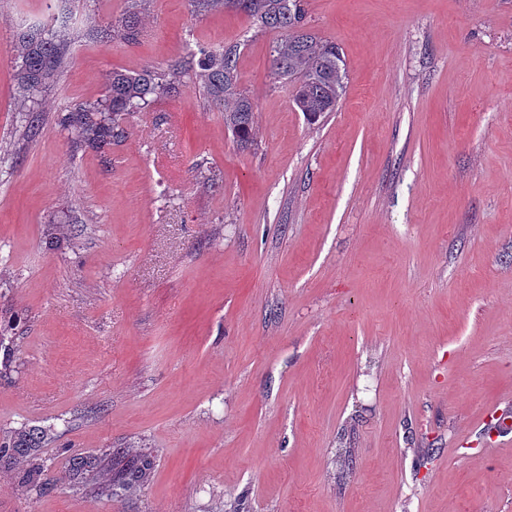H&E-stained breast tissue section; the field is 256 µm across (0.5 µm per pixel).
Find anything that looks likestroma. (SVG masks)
Segmentation results:
<instances>
[{"mask_svg":"<svg viewBox=\"0 0 512 512\" xmlns=\"http://www.w3.org/2000/svg\"><path fill=\"white\" fill-rule=\"evenodd\" d=\"M307 3L346 68L315 125L243 14L152 0L96 43L125 0H0V433L55 434L50 490L0 468V512H512V0ZM61 17L27 109L15 41ZM235 43L250 149L191 79L108 157L57 124L112 70ZM102 448L151 452L149 484L76 491ZM151 0H127L128 7L125 16L119 20L112 21V24L104 30L105 38L118 39L124 43H135L139 39L140 31L136 18L142 10H145ZM111 28V29H110ZM102 36V38H104Z\"/></svg>","mask_w":512,"mask_h":512,"instance_id":"1","label":"stroma"}]
</instances>
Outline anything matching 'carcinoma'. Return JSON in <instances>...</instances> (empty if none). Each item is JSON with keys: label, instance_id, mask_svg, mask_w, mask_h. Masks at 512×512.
<instances>
[{"label": "carcinoma", "instance_id": "obj_1", "mask_svg": "<svg viewBox=\"0 0 512 512\" xmlns=\"http://www.w3.org/2000/svg\"><path fill=\"white\" fill-rule=\"evenodd\" d=\"M150 2L127 0L125 16L104 30L105 38L137 42L136 18ZM189 4L197 15L234 10L244 13L261 31L283 32L270 66L278 78L292 84L295 107L310 124L336 109L345 91L343 60L335 42L320 39L307 29L306 0H189ZM70 51L71 39L53 25L19 34L14 79L23 102H36L42 90L55 81ZM238 59V45L224 44L200 47L162 66L132 72L115 69L100 98L74 104L58 118V125L77 137L79 147L104 155L113 143L126 138L121 116L178 96L184 79L192 78L203 98L224 112V124L235 134L237 146L249 148L255 140L254 102L241 86ZM50 442L51 436L42 427L24 425L9 431L0 436V467L28 463L19 478L39 495L50 479L47 467L38 461V451ZM69 466L77 487L119 499L151 481L154 459L148 453L130 455L119 448H103L71 455Z\"/></svg>", "mask_w": 512, "mask_h": 512}]
</instances>
